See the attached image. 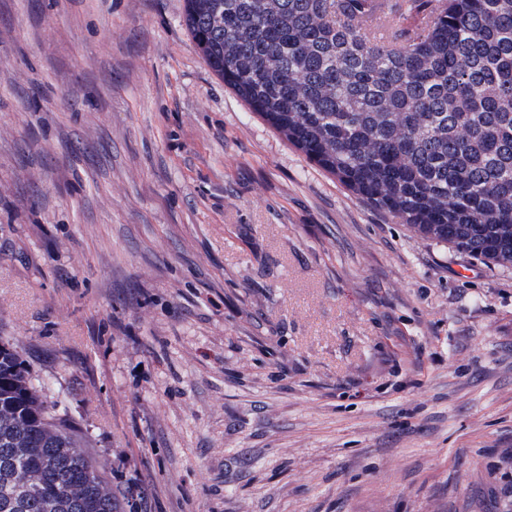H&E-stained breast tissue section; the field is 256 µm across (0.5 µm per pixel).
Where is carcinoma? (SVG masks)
<instances>
[{"label":"carcinoma","mask_w":512,"mask_h":512,"mask_svg":"<svg viewBox=\"0 0 512 512\" xmlns=\"http://www.w3.org/2000/svg\"><path fill=\"white\" fill-rule=\"evenodd\" d=\"M184 22L224 84L362 201L512 268V0H186ZM31 378L1 340L0 512H123ZM14 466L41 481L25 501Z\"/></svg>","instance_id":"obj_1"}]
</instances>
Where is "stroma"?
Returning a JSON list of instances; mask_svg holds the SVG:
<instances>
[{
    "label": "stroma",
    "mask_w": 512,
    "mask_h": 512,
    "mask_svg": "<svg viewBox=\"0 0 512 512\" xmlns=\"http://www.w3.org/2000/svg\"><path fill=\"white\" fill-rule=\"evenodd\" d=\"M184 0H0V339L127 512H507L512 269L414 236Z\"/></svg>",
    "instance_id": "obj_1"
}]
</instances>
